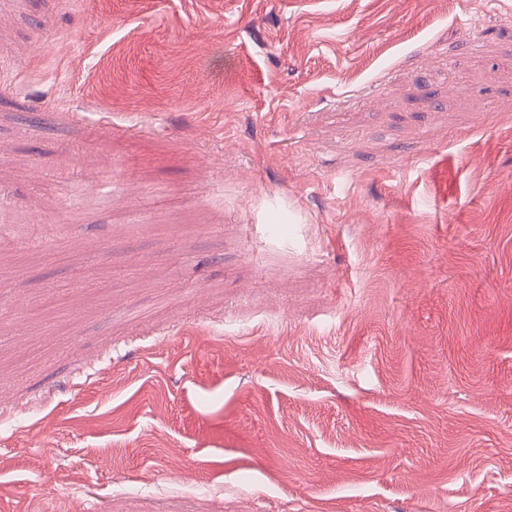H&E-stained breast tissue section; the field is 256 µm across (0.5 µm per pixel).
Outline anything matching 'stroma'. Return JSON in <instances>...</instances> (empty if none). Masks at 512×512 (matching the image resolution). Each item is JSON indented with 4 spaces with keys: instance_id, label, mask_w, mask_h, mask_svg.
<instances>
[{
    "instance_id": "stroma-1",
    "label": "stroma",
    "mask_w": 512,
    "mask_h": 512,
    "mask_svg": "<svg viewBox=\"0 0 512 512\" xmlns=\"http://www.w3.org/2000/svg\"><path fill=\"white\" fill-rule=\"evenodd\" d=\"M0 512H512V0H0Z\"/></svg>"
}]
</instances>
